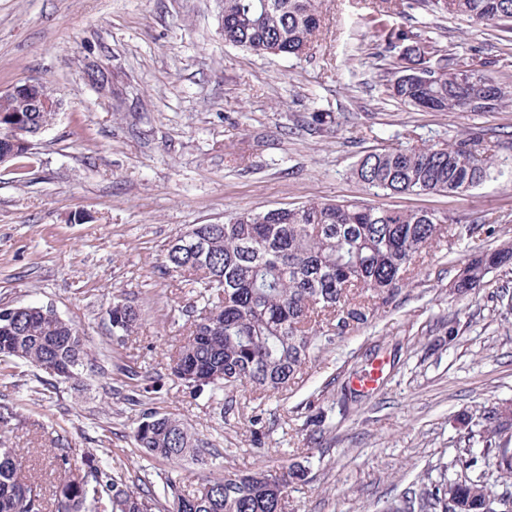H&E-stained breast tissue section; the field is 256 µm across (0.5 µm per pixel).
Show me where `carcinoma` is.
Returning a JSON list of instances; mask_svg holds the SVG:
<instances>
[{
	"label": "carcinoma",
	"mask_w": 512,
	"mask_h": 512,
	"mask_svg": "<svg viewBox=\"0 0 512 512\" xmlns=\"http://www.w3.org/2000/svg\"><path fill=\"white\" fill-rule=\"evenodd\" d=\"M443 15H464L512 32V0H432ZM317 0H224V42L257 54L300 57L319 32ZM386 48L428 45L419 31L384 34ZM417 57L398 59L391 71L392 97L433 112H488L512 99L494 78L459 71L457 58L436 55L440 75L428 83L398 81L417 68ZM41 112H16L0 95V136L33 125ZM486 134L474 129L448 143L399 145L365 154L352 175L374 194L465 192L491 175ZM448 215L428 210L385 209L361 202H312L265 212H241L223 224H195L191 236L171 242L166 268L198 289L187 309L190 334L169 358V375L197 395H228L250 386L259 393L287 389L321 349L370 322L377 301L393 298L406 285L417 260L451 233ZM512 265V247L482 250L465 263L467 275L453 288L480 289L487 275ZM139 313L132 301L112 305V328L122 338L133 332ZM0 357L25 361L44 373L77 376L87 352L78 329L47 306H18L0 319ZM502 411L465 415L466 428L481 449L470 454L466 475L421 483L396 512H492L488 486L508 494L497 512H512V422ZM135 448L147 457L205 461L209 443L178 419L142 413ZM63 471L53 512H98V488L110 492V512H285L288 488L304 471L258 469L203 478L193 490L180 475L139 491L125 475L87 458L83 484L72 477L74 449L54 446ZM44 494L24 474L22 457L0 448V512H45Z\"/></svg>",
	"instance_id": "carcinoma-1"
}]
</instances>
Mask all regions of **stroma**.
Returning <instances> with one entry per match:
<instances>
[{
	"label": "stroma",
	"mask_w": 512,
	"mask_h": 512,
	"mask_svg": "<svg viewBox=\"0 0 512 512\" xmlns=\"http://www.w3.org/2000/svg\"><path fill=\"white\" fill-rule=\"evenodd\" d=\"M321 9L313 50L295 58L225 43L220 0H0V93L40 79L63 102L27 170L0 169V306L53 307L88 352L78 380L45 385L30 364L0 360V402L14 413L0 444L22 453L42 490L57 476L47 451L57 439L145 488L173 473L191 486L298 462L307 477L289 488L287 512H385L422 482L459 474L458 457L478 448L462 415L512 404V270L465 296L453 288L475 251L512 245V102L407 107L386 88L397 55L382 38L421 31L463 70L494 58L495 79L512 87V33L438 14L429 0H392L382 15L366 0ZM94 66L111 71V90L89 83ZM472 128L486 131L496 165L466 192L375 195L351 174L368 152ZM343 200L445 213L457 234L290 390L244 387L226 411L174 383L167 365L195 298L164 266L175 235L238 212ZM484 219L495 234H470ZM120 298L139 311L122 341L109 316ZM375 357L382 383L352 394ZM149 409L213 443L214 461L140 456L133 432Z\"/></svg>",
	"instance_id": "35a3bbf8"
}]
</instances>
